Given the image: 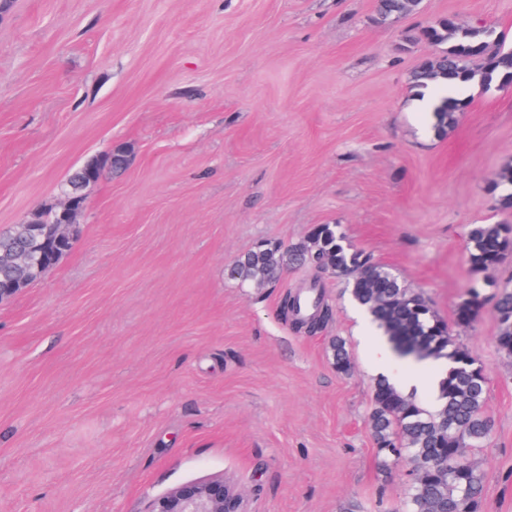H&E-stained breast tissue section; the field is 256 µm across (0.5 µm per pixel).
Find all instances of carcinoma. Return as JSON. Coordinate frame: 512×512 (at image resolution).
I'll return each instance as SVG.
<instances>
[{
  "instance_id": "carcinoma-1",
  "label": "carcinoma",
  "mask_w": 512,
  "mask_h": 512,
  "mask_svg": "<svg viewBox=\"0 0 512 512\" xmlns=\"http://www.w3.org/2000/svg\"><path fill=\"white\" fill-rule=\"evenodd\" d=\"M416 8L413 0H377L381 21H396ZM494 31L460 24L456 17H440L422 29L418 38L446 45L425 58L409 76L415 97L430 90L437 101L426 117L437 137L445 136L466 111L468 99L459 92L478 82L512 86V54L493 48ZM491 195L501 208H512V165L501 169ZM26 237L25 225L0 233V250ZM471 270L484 273L494 267L495 253L512 251V230L507 224H472L467 232ZM308 263L343 280L353 300L384 330L395 353L422 362L431 357L448 360V374L438 386L437 404L429 407L414 394L401 391L389 378L375 379L369 424L379 454L408 466L406 512H481L483 475L469 452L487 440L492 430L485 413L487 376L482 366L457 345L448 324L438 319L426 300L408 289L398 277L377 265L369 253L346 241L337 224L314 226L307 241L282 248L261 245L236 263V278L258 283L278 281L290 266ZM484 303L463 298L465 323L473 322ZM496 344L512 355V291L497 294ZM336 369L346 372L350 360L345 342L332 343Z\"/></svg>"
}]
</instances>
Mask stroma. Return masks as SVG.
I'll return each mask as SVG.
<instances>
[{
	"label": "stroma",
	"instance_id": "stroma-1",
	"mask_svg": "<svg viewBox=\"0 0 512 512\" xmlns=\"http://www.w3.org/2000/svg\"><path fill=\"white\" fill-rule=\"evenodd\" d=\"M453 15L512 46V0H11L0 10V232L56 209L70 176L122 150L84 190L75 240L0 303V512H148L221 475L248 512H403L407 467L368 427L381 359L345 283L292 267L229 276L263 244L337 224L421 294L487 376L493 430L470 457L483 512H512V356L454 308L472 224H512L488 192L512 162V87L474 84L428 133L411 71ZM316 333L280 313L313 278ZM349 352L337 371L335 339ZM413 0H377V15L381 21H397L411 13L416 5Z\"/></svg>",
	"mask_w": 512,
	"mask_h": 512
}]
</instances>
